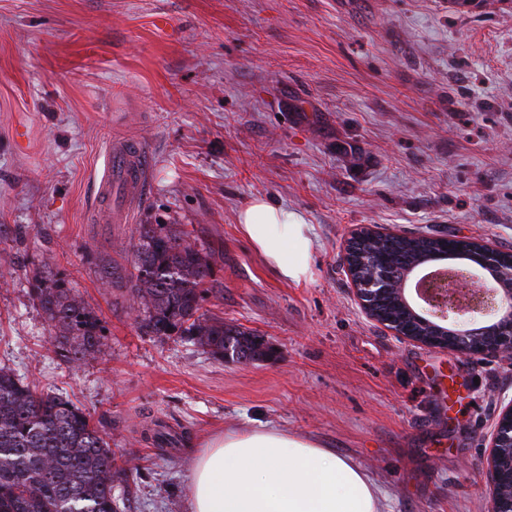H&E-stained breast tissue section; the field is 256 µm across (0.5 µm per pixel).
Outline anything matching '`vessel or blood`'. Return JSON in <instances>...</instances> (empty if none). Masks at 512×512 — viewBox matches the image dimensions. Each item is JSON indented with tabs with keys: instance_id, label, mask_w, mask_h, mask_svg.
Here are the masks:
<instances>
[{
	"instance_id": "b4317fda",
	"label": "vessel or blood",
	"mask_w": 512,
	"mask_h": 512,
	"mask_svg": "<svg viewBox=\"0 0 512 512\" xmlns=\"http://www.w3.org/2000/svg\"><path fill=\"white\" fill-rule=\"evenodd\" d=\"M147 151L138 142H123L111 147L105 174L96 192L95 214L99 221L123 224L133 208L146 178Z\"/></svg>"
}]
</instances>
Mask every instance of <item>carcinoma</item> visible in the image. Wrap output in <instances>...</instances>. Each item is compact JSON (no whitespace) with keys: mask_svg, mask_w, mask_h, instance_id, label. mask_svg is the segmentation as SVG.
Wrapping results in <instances>:
<instances>
[{"mask_svg":"<svg viewBox=\"0 0 512 512\" xmlns=\"http://www.w3.org/2000/svg\"><path fill=\"white\" fill-rule=\"evenodd\" d=\"M132 244L131 292L138 324L152 336L174 333L213 357L247 363L263 355L258 334L202 310L214 290L204 249L180 224H140ZM448 247L445 235L362 236L346 262L363 282L380 269L387 291L374 302L375 321L413 336L433 330L411 320L394 288L422 257ZM34 299L55 330L54 352L68 363L101 351L100 318L63 279L46 284L34 275ZM129 481L89 416L72 402L0 368V512H118L112 488Z\"/></svg>","mask_w":512,"mask_h":512,"instance_id":"obj_1","label":"carcinoma"}]
</instances>
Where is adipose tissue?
Here are the masks:
<instances>
[{"label": "adipose tissue", "instance_id": "adipose-tissue-1", "mask_svg": "<svg viewBox=\"0 0 512 512\" xmlns=\"http://www.w3.org/2000/svg\"><path fill=\"white\" fill-rule=\"evenodd\" d=\"M243 236L276 276L310 274L313 227L268 198L237 215ZM191 512H382L371 478L349 459L281 428L224 434L189 466Z\"/></svg>", "mask_w": 512, "mask_h": 512}]
</instances>
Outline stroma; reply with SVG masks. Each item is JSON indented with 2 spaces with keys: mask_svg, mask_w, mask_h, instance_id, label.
<instances>
[{
  "mask_svg": "<svg viewBox=\"0 0 512 512\" xmlns=\"http://www.w3.org/2000/svg\"><path fill=\"white\" fill-rule=\"evenodd\" d=\"M116 139L147 145V180L128 223H98ZM255 197L312 224L306 280L245 240ZM140 224L191 231L220 289L205 309L265 357L141 332L96 268L129 267ZM362 227L512 248V0H0V367L89 414L133 470L124 512H188L191 455L267 426L350 458L387 512H489L512 363L370 319L341 262ZM43 269L101 319L94 358L54 353ZM157 421L176 444L146 437Z\"/></svg>",
  "mask_w": 512,
  "mask_h": 512,
  "instance_id": "1",
  "label": "stroma"
}]
</instances>
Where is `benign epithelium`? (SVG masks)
Wrapping results in <instances>:
<instances>
[{
	"instance_id": "7a95c632",
	"label": "benign epithelium",
	"mask_w": 512,
	"mask_h": 512,
	"mask_svg": "<svg viewBox=\"0 0 512 512\" xmlns=\"http://www.w3.org/2000/svg\"><path fill=\"white\" fill-rule=\"evenodd\" d=\"M497 248L482 243L480 255L474 262L480 269L492 274L491 285L473 291L467 301L458 299L466 282L478 276L471 268L460 274L444 270L445 262L433 264L440 268L432 272L421 266L413 268L404 286L414 285L419 306L405 301L407 309L417 319L431 326L435 334L445 338L455 351L468 356H495L512 360V289L503 282L512 279V268H502L495 261ZM386 278L376 279L368 286L353 284L364 311L371 313L374 290L384 285ZM512 447V403L504 407L494 430L488 456L490 478V512H512V493H504V487L512 486V465H503L502 449Z\"/></svg>"
}]
</instances>
